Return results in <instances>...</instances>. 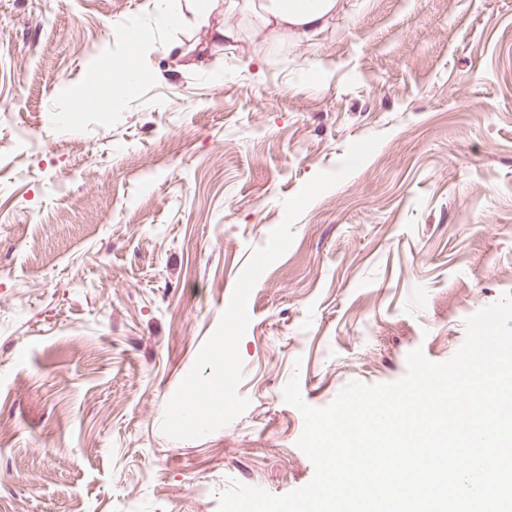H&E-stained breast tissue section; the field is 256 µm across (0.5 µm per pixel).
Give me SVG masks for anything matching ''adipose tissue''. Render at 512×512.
Masks as SVG:
<instances>
[{
  "label": "adipose tissue",
  "mask_w": 512,
  "mask_h": 512,
  "mask_svg": "<svg viewBox=\"0 0 512 512\" xmlns=\"http://www.w3.org/2000/svg\"><path fill=\"white\" fill-rule=\"evenodd\" d=\"M225 9L247 12L254 29L270 42L309 41L341 9V0H222Z\"/></svg>",
  "instance_id": "obj_1"
}]
</instances>
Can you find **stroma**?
I'll use <instances>...</instances> for the list:
<instances>
[{
  "label": "stroma",
  "mask_w": 512,
  "mask_h": 512,
  "mask_svg": "<svg viewBox=\"0 0 512 512\" xmlns=\"http://www.w3.org/2000/svg\"><path fill=\"white\" fill-rule=\"evenodd\" d=\"M313 44L241 10L156 25L150 0H0V512H218L230 481L283 496L314 467L283 390L331 404L512 294V0H348ZM235 25L233 46L193 47ZM158 80L122 92L140 28ZM95 86L108 104L79 111ZM316 197L253 288L246 411L161 430L285 200Z\"/></svg>",
  "instance_id": "35a3bbf8"
}]
</instances>
